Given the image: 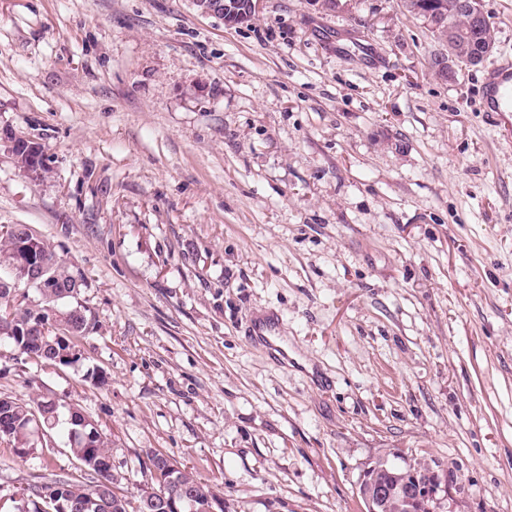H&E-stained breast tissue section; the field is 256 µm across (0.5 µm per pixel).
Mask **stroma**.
Here are the masks:
<instances>
[{
	"instance_id": "stroma-1",
	"label": "stroma",
	"mask_w": 512,
	"mask_h": 512,
	"mask_svg": "<svg viewBox=\"0 0 512 512\" xmlns=\"http://www.w3.org/2000/svg\"><path fill=\"white\" fill-rule=\"evenodd\" d=\"M435 48L403 0H0V129L48 163L0 149V228L88 322L67 366L0 336V395L83 411L124 493L161 452L224 512H367L387 463L512 512V112ZM60 477L93 480L65 427L0 442V512ZM0 143L1 145L2 143L6 144L8 151L19 160L25 171H27V165L24 162L25 156H27L26 160L28 164H31V168H36L39 173L42 172V168H46L45 154L39 146L28 144L23 148L22 143L18 142L11 132H7L3 136L1 134Z\"/></svg>"
}]
</instances>
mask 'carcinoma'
I'll return each instance as SVG.
<instances>
[{
    "mask_svg": "<svg viewBox=\"0 0 512 512\" xmlns=\"http://www.w3.org/2000/svg\"><path fill=\"white\" fill-rule=\"evenodd\" d=\"M455 0H410L406 3L407 12L419 18L433 16L440 10H448V5ZM455 30L462 39L466 50L462 55L474 58L483 54L486 38L468 27L461 20L455 25ZM28 245L36 258L43 260L47 273L48 287L43 289V306L38 309L20 308L14 313L8 312L9 299L0 295V334L7 336L15 347L26 356L42 360H56L70 352L71 342L77 339L87 329V319L84 313L71 309L48 329H40L39 318L48 315V307L60 300L74 296L77 293L82 276L70 270L57 261L54 250L44 238L34 234L27 226L18 225L7 234L0 235V257L14 256L17 244ZM37 410L42 427L50 432L59 422V409L55 401L40 397L20 400L0 397V416L13 424L11 434L0 430V440L11 442L14 447L26 449L31 445L29 420L31 410ZM76 461L96 475V481L88 485L76 478H59L49 483L37 485L32 489V497L24 501V509L17 512H41L40 505L44 504L43 494L70 504L68 512H129L131 502L125 495L115 490L116 478L112 467L105 463L111 458L108 441L101 438L91 439V444L85 447H70ZM403 470L394 466L379 464L370 470V474L378 476L381 483L396 486L403 481ZM177 509L169 512H211L216 508L220 497L209 486L197 481L185 470L179 472V485L176 486Z\"/></svg>",
    "mask_w": 512,
    "mask_h": 512,
    "instance_id": "1",
    "label": "carcinoma"
}]
</instances>
